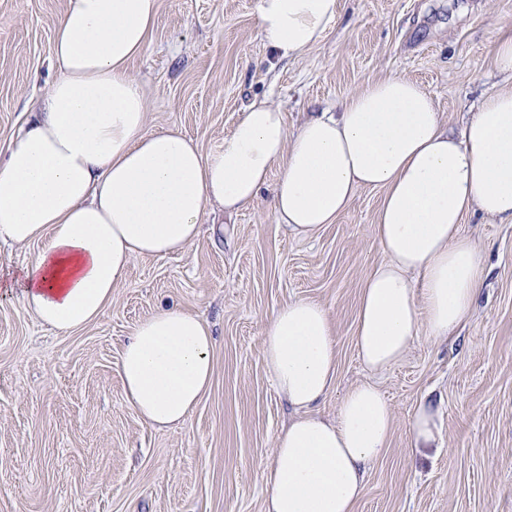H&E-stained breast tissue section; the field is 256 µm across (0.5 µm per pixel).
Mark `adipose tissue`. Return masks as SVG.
I'll return each instance as SVG.
<instances>
[{
	"label": "adipose tissue",
	"mask_w": 512,
	"mask_h": 512,
	"mask_svg": "<svg viewBox=\"0 0 512 512\" xmlns=\"http://www.w3.org/2000/svg\"><path fill=\"white\" fill-rule=\"evenodd\" d=\"M338 5L258 0V25L279 58H296L319 44ZM157 10L158 0H68L57 19L51 54L61 76L0 162V240L42 244L6 288L41 323L70 333L111 304L135 258L186 252L212 205L231 215L269 188L278 222L313 235L359 188L374 187L383 192L374 234L388 260L360 294L363 364L385 369L418 336L458 329L483 281L481 255L461 224L475 213L512 224V89L486 96L458 138L431 93L398 76L366 83L293 132L284 112L255 103L207 154L179 132L146 129L145 91L129 64ZM263 336L266 368L298 412L276 440L265 512H355L364 466L388 446L391 405L363 384L344 395L335 422L311 414L336 376L320 303L288 301ZM212 347L207 322L180 308L136 325L119 375L144 423L164 428L189 416L210 387Z\"/></svg>",
	"instance_id": "1"
}]
</instances>
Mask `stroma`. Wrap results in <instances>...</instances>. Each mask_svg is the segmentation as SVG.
<instances>
[{"mask_svg":"<svg viewBox=\"0 0 512 512\" xmlns=\"http://www.w3.org/2000/svg\"><path fill=\"white\" fill-rule=\"evenodd\" d=\"M313 50L277 58L257 0H159L130 72L144 87L147 131L174 129L218 150L252 103L280 107L289 130L390 76L432 93L461 131L491 92L512 88L490 44L512 30V0H339ZM67 0H0V160L59 76L50 57ZM383 192L358 189L314 237L288 232L261 197L233 219L212 206L182 254L140 257L96 321L63 334L18 293L0 290V512H265L274 444L294 410L264 364L263 327L284 303L311 299L332 321L334 387L313 408L335 420L352 387L377 386L393 408L388 447L365 467L356 512H512V224L474 214L462 233L481 251L483 284L449 338L418 336L374 372L355 330L361 289L386 255L374 224ZM169 304L214 336L209 391L180 424L155 429L125 400L121 347ZM440 412L441 445L419 453L408 427L422 400Z\"/></svg>","mask_w":512,"mask_h":512,"instance_id":"1","label":"stroma"}]
</instances>
